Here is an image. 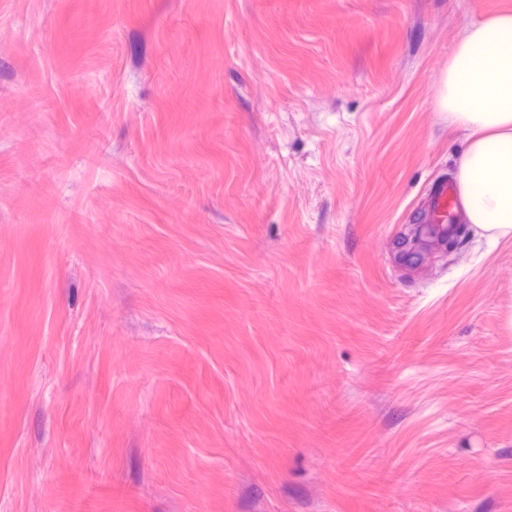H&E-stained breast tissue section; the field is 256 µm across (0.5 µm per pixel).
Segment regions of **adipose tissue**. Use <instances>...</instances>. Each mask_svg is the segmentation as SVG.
Returning a JSON list of instances; mask_svg holds the SVG:
<instances>
[{
	"label": "adipose tissue",
	"mask_w": 512,
	"mask_h": 512,
	"mask_svg": "<svg viewBox=\"0 0 512 512\" xmlns=\"http://www.w3.org/2000/svg\"><path fill=\"white\" fill-rule=\"evenodd\" d=\"M436 111L466 132L454 173L462 216L479 237L512 236V10L466 25L437 81Z\"/></svg>",
	"instance_id": "ef3b65f1"
}]
</instances>
